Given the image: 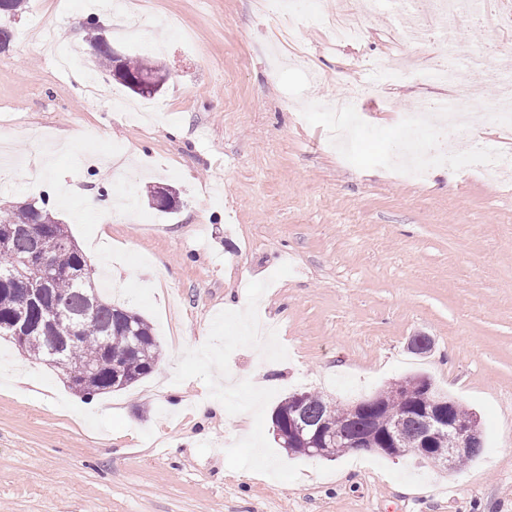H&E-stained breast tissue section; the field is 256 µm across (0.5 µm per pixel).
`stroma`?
Wrapping results in <instances>:
<instances>
[{"label":"stroma","instance_id":"1","mask_svg":"<svg viewBox=\"0 0 512 512\" xmlns=\"http://www.w3.org/2000/svg\"><path fill=\"white\" fill-rule=\"evenodd\" d=\"M316 1L298 0L307 68L277 72L281 22L258 19L253 0H144L136 44L84 0H27L0 18L15 36L0 52V144L18 159L0 170V209L48 199L105 275L103 298L143 316L159 352L148 377L86 399L0 338V368L21 378L0 384V512H512V177L435 165L415 181L390 167L428 94L413 79L365 100L329 144L336 117L310 100L352 92L366 61L400 55L415 71L444 55L411 39L435 0L407 24L364 14V0H320L365 16L360 40L336 44L309 17ZM510 13L512 0H491L458 33L485 64L468 74L475 135L506 156L512 127L490 112L499 89L484 70L512 62ZM91 16L116 50L169 71L154 97L165 117L135 121L53 67L40 24L92 71ZM73 129L82 146L46 164L41 138ZM154 185L178 190L177 211L150 206ZM128 197L122 220H97ZM216 351L239 382L223 414L199 419ZM415 374L476 413V461L448 474L374 451L310 459L274 437L293 392L345 406Z\"/></svg>","mask_w":512,"mask_h":512}]
</instances>
